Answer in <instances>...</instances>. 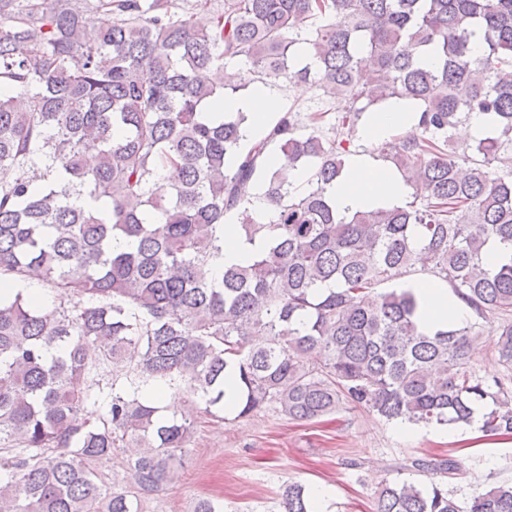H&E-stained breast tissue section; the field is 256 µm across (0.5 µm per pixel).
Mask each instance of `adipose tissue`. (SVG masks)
<instances>
[{
	"instance_id": "1",
	"label": "adipose tissue",
	"mask_w": 512,
	"mask_h": 512,
	"mask_svg": "<svg viewBox=\"0 0 512 512\" xmlns=\"http://www.w3.org/2000/svg\"><path fill=\"white\" fill-rule=\"evenodd\" d=\"M418 114L408 103L390 101L373 122L377 138H390L396 130L414 131ZM409 191L401 175L387 168L385 163L367 164L348 161L336 181L334 194L338 207L362 210L370 204L386 205L402 199ZM414 292L419 301L421 325L433 332L447 325L449 320H464V309L448 295V288L437 281L418 282Z\"/></svg>"
}]
</instances>
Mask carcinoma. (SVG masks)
Instances as JSON below:
<instances>
[{
	"label": "carcinoma",
	"mask_w": 512,
	"mask_h": 512,
	"mask_svg": "<svg viewBox=\"0 0 512 512\" xmlns=\"http://www.w3.org/2000/svg\"><path fill=\"white\" fill-rule=\"evenodd\" d=\"M90 7L105 15L93 37ZM170 8L0 5V285L12 288L0 294V441L20 445L0 457V512H140L177 480L199 403L237 419L348 407L446 427L481 408V431L512 434V388L465 369L473 326L425 333L411 287H386L418 268L481 317L512 311V0H224L206 26ZM242 59L247 72H224ZM256 76L317 85L334 135L326 110L305 134L290 111L264 123L224 111ZM364 98L419 107L416 132L379 151L411 200L339 209L331 188ZM473 112L490 135L459 152L453 130ZM277 150L309 170L305 189L273 167ZM258 188L269 221L251 208ZM231 227L267 245L217 274ZM119 236L129 250H112ZM491 243L505 248L492 266ZM33 278L61 302L50 318L21 289ZM497 336L512 364V323ZM95 362L139 384L101 399L85 385ZM151 383L183 393L187 411L161 414ZM90 403L94 422L81 417ZM118 448L136 449L129 488L108 490L93 464ZM279 507L312 512L297 482ZM373 512H512V483L462 507L436 482H385Z\"/></svg>",
	"instance_id": "obj_1"
}]
</instances>
